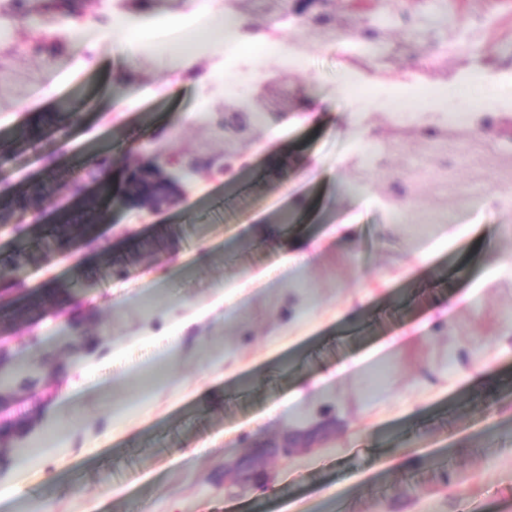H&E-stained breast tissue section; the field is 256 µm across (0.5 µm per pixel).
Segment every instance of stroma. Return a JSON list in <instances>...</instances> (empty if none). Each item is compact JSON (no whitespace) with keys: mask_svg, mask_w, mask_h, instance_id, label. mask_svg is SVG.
<instances>
[{"mask_svg":"<svg viewBox=\"0 0 512 512\" xmlns=\"http://www.w3.org/2000/svg\"><path fill=\"white\" fill-rule=\"evenodd\" d=\"M377 18L386 51L357 65L282 28L307 109L241 129L214 58L148 97L162 54L126 69L106 38L96 66L56 63L46 99L29 47L59 19L0 42V190L58 186L29 237L125 144L196 170L190 209L115 207L76 255L0 270V423L35 425L0 438V512H512V107L451 127L418 91L456 99L473 67L512 85V0H384ZM351 69L373 97L343 92ZM398 95L421 105L412 123ZM41 108L79 120L16 149ZM342 223L349 242L328 241ZM303 238L321 247L285 276ZM287 438L300 452L274 453Z\"/></svg>","mask_w":512,"mask_h":512,"instance_id":"obj_1","label":"stroma"}]
</instances>
